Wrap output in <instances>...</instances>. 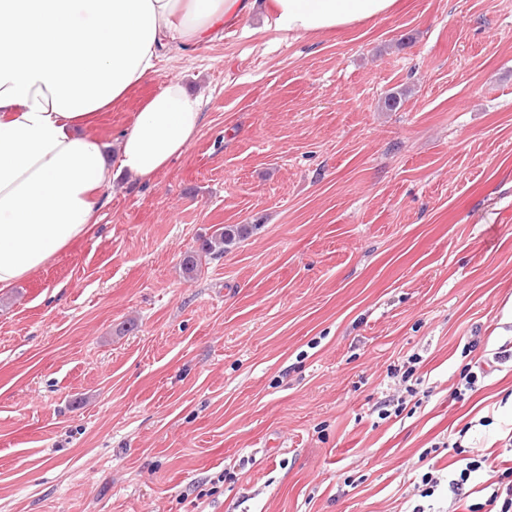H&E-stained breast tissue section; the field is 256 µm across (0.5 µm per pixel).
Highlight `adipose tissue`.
Listing matches in <instances>:
<instances>
[{
  "instance_id": "1",
  "label": "adipose tissue",
  "mask_w": 512,
  "mask_h": 512,
  "mask_svg": "<svg viewBox=\"0 0 512 512\" xmlns=\"http://www.w3.org/2000/svg\"><path fill=\"white\" fill-rule=\"evenodd\" d=\"M398 3L0 0V291L87 235L113 178H153L186 151L203 114L177 76L146 99L115 144L82 132L155 74L169 42L213 41L257 10L288 34L339 33Z\"/></svg>"
}]
</instances>
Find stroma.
<instances>
[{
    "instance_id": "stroma-1",
    "label": "stroma",
    "mask_w": 512,
    "mask_h": 512,
    "mask_svg": "<svg viewBox=\"0 0 512 512\" xmlns=\"http://www.w3.org/2000/svg\"><path fill=\"white\" fill-rule=\"evenodd\" d=\"M404 3L336 38L248 16L86 126L115 143L169 77L203 101L181 157L0 294V512H446L481 458L486 500L512 459V0ZM226 224L250 233L187 279ZM481 468V462L480 461H472L466 464V467L461 470L459 477L457 479H451L448 482V489L450 493L452 494V510L456 512L457 509L460 507V503L467 497L471 495L469 491H465V484L470 478V475L472 472L477 471Z\"/></svg>"
}]
</instances>
